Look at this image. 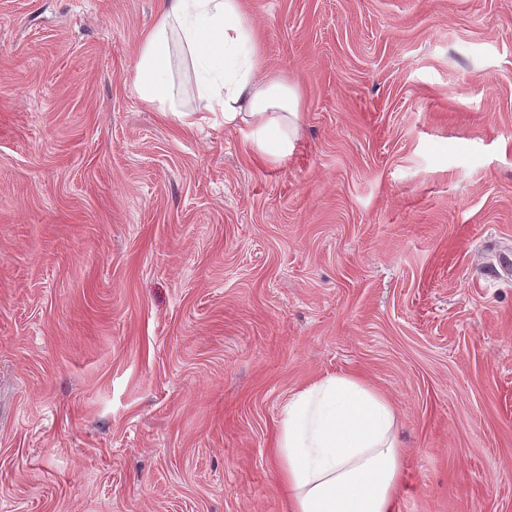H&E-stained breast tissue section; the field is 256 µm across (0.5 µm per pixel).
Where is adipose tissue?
Instances as JSON below:
<instances>
[{"instance_id":"ef3b65f1","label":"adipose tissue","mask_w":512,"mask_h":512,"mask_svg":"<svg viewBox=\"0 0 512 512\" xmlns=\"http://www.w3.org/2000/svg\"><path fill=\"white\" fill-rule=\"evenodd\" d=\"M135 92L186 127L221 113L260 159L294 149L300 91L273 76L243 0H163ZM394 404L361 377L326 376L284 405L275 441L288 512H397L403 462Z\"/></svg>"}]
</instances>
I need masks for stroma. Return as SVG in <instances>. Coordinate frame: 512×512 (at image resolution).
Here are the masks:
<instances>
[{
	"instance_id": "obj_1",
	"label": "stroma",
	"mask_w": 512,
	"mask_h": 512,
	"mask_svg": "<svg viewBox=\"0 0 512 512\" xmlns=\"http://www.w3.org/2000/svg\"><path fill=\"white\" fill-rule=\"evenodd\" d=\"M274 165L134 89L161 0H0V512H287L288 398L363 376L399 512H512V0H245Z\"/></svg>"
}]
</instances>
